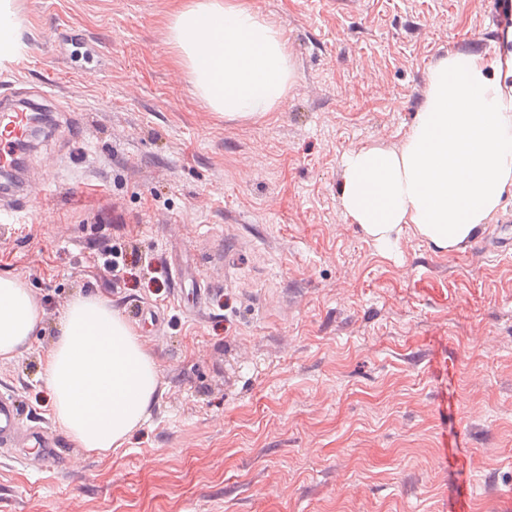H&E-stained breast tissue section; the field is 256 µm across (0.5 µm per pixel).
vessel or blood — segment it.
Segmentation results:
<instances>
[{"mask_svg":"<svg viewBox=\"0 0 512 512\" xmlns=\"http://www.w3.org/2000/svg\"><path fill=\"white\" fill-rule=\"evenodd\" d=\"M38 106L20 102L17 95L0 96V174L11 175L18 165L17 147L28 138L32 114ZM29 184L7 181L0 186V224L18 223L29 202ZM37 448L48 461L59 464L63 457L55 431L48 426L24 427L16 398L0 390V452L25 460V447Z\"/></svg>","mask_w":512,"mask_h":512,"instance_id":"obj_1","label":"vessel or blood"}]
</instances>
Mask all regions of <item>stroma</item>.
I'll use <instances>...</instances> for the list:
<instances>
[{"label":"stroma","instance_id":"35a3bbf8","mask_svg":"<svg viewBox=\"0 0 512 512\" xmlns=\"http://www.w3.org/2000/svg\"><path fill=\"white\" fill-rule=\"evenodd\" d=\"M245 2L294 71L257 119L197 97L174 0H15L26 48L0 60V93L46 91L23 176L51 194L0 229V275L40 305L0 387L53 423L41 372L90 293L129 320L158 387L112 452L65 435L73 466L0 457V512H512V195L446 251L409 230L382 251L341 201L344 155L398 147L439 61L512 58V0ZM130 239L135 259L102 276L98 245ZM181 272L209 290L197 315Z\"/></svg>","mask_w":512,"mask_h":512}]
</instances>
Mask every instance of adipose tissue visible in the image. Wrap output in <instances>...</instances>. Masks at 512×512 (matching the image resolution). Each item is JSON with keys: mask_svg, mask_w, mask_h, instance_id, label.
Returning a JSON list of instances; mask_svg holds the SVG:
<instances>
[{"mask_svg": "<svg viewBox=\"0 0 512 512\" xmlns=\"http://www.w3.org/2000/svg\"><path fill=\"white\" fill-rule=\"evenodd\" d=\"M168 36L211 111L254 118L286 102L293 69L282 34L242 0H183ZM343 164L344 212L380 249L392 251L407 227L452 249L512 194V88L479 58L447 57L430 70L425 104L400 148L364 146ZM39 321L27 283L0 276V360L14 358ZM43 380L63 431L107 452L146 421L158 369L133 327L91 294L66 306Z\"/></svg>", "mask_w": 512, "mask_h": 512, "instance_id": "obj_1", "label": "adipose tissue"}]
</instances>
